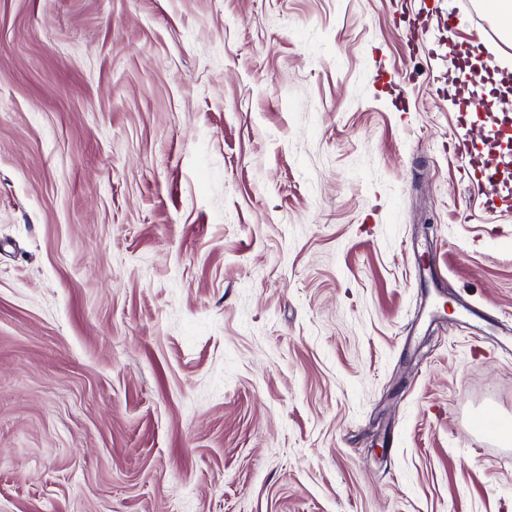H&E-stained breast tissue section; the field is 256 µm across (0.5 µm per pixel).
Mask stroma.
I'll return each mask as SVG.
<instances>
[{
	"instance_id": "35a3bbf8",
	"label": "stroma",
	"mask_w": 512,
	"mask_h": 512,
	"mask_svg": "<svg viewBox=\"0 0 512 512\" xmlns=\"http://www.w3.org/2000/svg\"><path fill=\"white\" fill-rule=\"evenodd\" d=\"M430 8L512 66L481 0H0V512H512Z\"/></svg>"
}]
</instances>
